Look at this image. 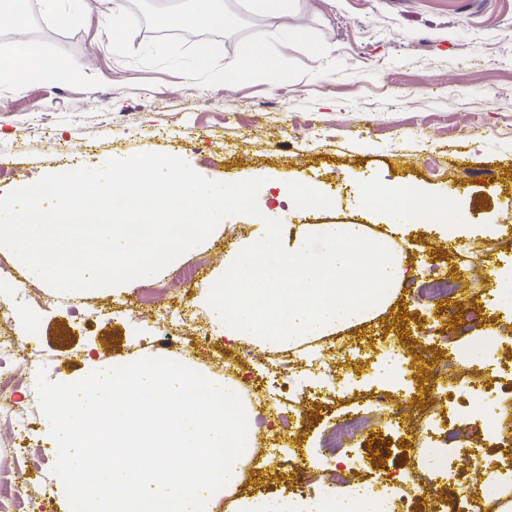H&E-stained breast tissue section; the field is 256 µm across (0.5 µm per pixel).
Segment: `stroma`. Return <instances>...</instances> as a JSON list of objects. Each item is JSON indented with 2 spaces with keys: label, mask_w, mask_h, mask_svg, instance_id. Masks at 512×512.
Listing matches in <instances>:
<instances>
[{
  "label": "stroma",
  "mask_w": 512,
  "mask_h": 512,
  "mask_svg": "<svg viewBox=\"0 0 512 512\" xmlns=\"http://www.w3.org/2000/svg\"><path fill=\"white\" fill-rule=\"evenodd\" d=\"M23 13L24 34L0 29V57L18 40L80 64L78 75L18 83L0 79V186L20 188L64 172L58 147L97 168L139 153L180 156L223 183L273 179L319 186L332 204L303 207L259 195L262 214L282 224L369 225L382 234L393 214L368 208L357 193L363 177L417 188L425 201L466 199L455 217L470 232L443 247L433 226H411L402 243L406 285L379 318L310 346L273 351L282 368L247 359L248 343L224 340V319L210 305L224 258L258 224L231 215L212 233L152 276L164 303L138 301L140 283L83 291L91 311L71 316L67 294L48 288L0 247V331L26 336L34 364L53 381L79 380L126 363L143 351L202 373L250 379L268 401L260 412L263 478L238 482L211 512H235L245 497L283 501L319 497L341 484L386 491L392 512H495L512 500V374L496 369L512 356V0H300L287 29L254 14L195 31L171 28L169 13L187 0H123L126 27L117 50L102 0H59L70 18L59 25L42 0H5ZM58 12V13H59ZM248 43L280 56V74L256 73L234 85L200 74L203 46L236 57ZM54 129V139L40 133ZM200 268L193 281L176 268ZM457 277L452 296L425 297L434 278ZM480 309L471 321V309ZM182 344L162 349L160 331ZM448 364L435 375L437 365ZM501 388L484 413L503 415L501 447L464 461L449 442V398L457 374ZM13 400L31 413L24 442L0 429V467L36 498V512H66L53 473L58 452L46 436L37 393ZM288 405L283 428L277 402ZM365 426L342 450L326 441L338 423ZM341 474L343 483L333 482ZM483 484L484 494L466 489ZM423 488L432 501L416 496Z\"/></svg>",
  "instance_id": "35a3bbf8"
}]
</instances>
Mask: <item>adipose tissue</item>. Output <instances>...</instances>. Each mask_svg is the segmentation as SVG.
Segmentation results:
<instances>
[{
	"label": "adipose tissue",
	"mask_w": 512,
	"mask_h": 512,
	"mask_svg": "<svg viewBox=\"0 0 512 512\" xmlns=\"http://www.w3.org/2000/svg\"><path fill=\"white\" fill-rule=\"evenodd\" d=\"M214 53L203 49L200 69L225 83L242 80L247 72H278L280 60L259 45L246 44L237 60L213 67ZM36 69L43 77L62 76L56 60L29 44L0 59V74ZM415 188L402 190L392 207L399 221L385 236L372 235L363 224H300L289 238L276 225L249 239L224 260L223 287L213 303L224 316V335L247 338L259 348H293L355 326L383 309L401 284L402 256L393 238L412 224L444 220L446 235L460 227L448 223V204L419 203ZM238 512H388L383 500L338 494L317 505L298 502L261 507L246 499Z\"/></svg>",
	"instance_id": "adipose-tissue-1"
}]
</instances>
